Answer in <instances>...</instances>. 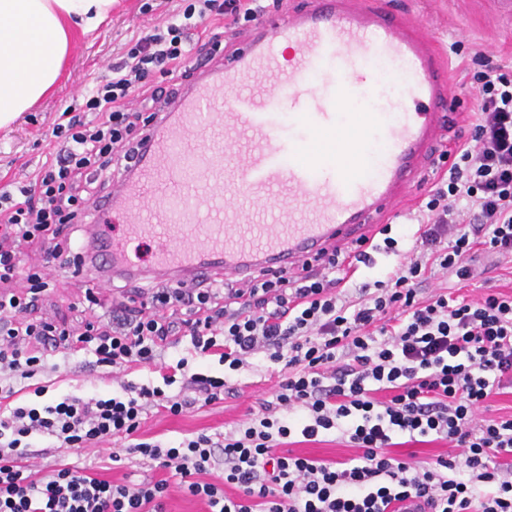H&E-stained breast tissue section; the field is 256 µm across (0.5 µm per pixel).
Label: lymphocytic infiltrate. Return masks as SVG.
Returning a JSON list of instances; mask_svg holds the SVG:
<instances>
[{"instance_id":"f902f5d3","label":"lymphocytic infiltrate","mask_w":512,"mask_h":512,"mask_svg":"<svg viewBox=\"0 0 512 512\" xmlns=\"http://www.w3.org/2000/svg\"><path fill=\"white\" fill-rule=\"evenodd\" d=\"M253 0H180L170 20L126 44L108 79L79 105L61 108L56 145L25 183L0 185V400L16 383L57 372L56 356H89L119 387L66 395L42 407H0V512H164L170 486L204 500L208 512H512V417L476 421L484 403L512 388V295L478 300L421 296L429 269L470 280L474 249L512 255V74L476 53V122L431 190L426 223L411 248L355 300L338 296L342 263L330 251L294 276L233 288L223 278L180 288L160 282L144 298L91 294L107 323L74 332L31 321L53 265L82 272L67 229L111 181L114 154L133 158L147 131L137 96L158 100L152 71L186 67L192 33L253 20ZM177 359L164 360L167 350ZM280 368L270 398L230 431L172 446H130L161 479L115 483L86 468L36 463L33 440L79 456L136 434L151 410L177 416L223 401L226 378L191 371L217 357L237 371L255 355ZM154 378L128 381L130 370ZM334 432L358 448L336 467L282 453L288 438ZM433 435L452 454L421 466L391 455L395 438ZM239 493L229 497L225 485Z\"/></svg>"}]
</instances>
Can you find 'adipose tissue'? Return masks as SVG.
Instances as JSON below:
<instances>
[{
	"instance_id": "adipose-tissue-1",
	"label": "adipose tissue",
	"mask_w": 512,
	"mask_h": 512,
	"mask_svg": "<svg viewBox=\"0 0 512 512\" xmlns=\"http://www.w3.org/2000/svg\"><path fill=\"white\" fill-rule=\"evenodd\" d=\"M114 2L0 0V127L54 87L72 32H97Z\"/></svg>"
}]
</instances>
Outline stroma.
<instances>
[{
	"mask_svg": "<svg viewBox=\"0 0 512 512\" xmlns=\"http://www.w3.org/2000/svg\"><path fill=\"white\" fill-rule=\"evenodd\" d=\"M389 9L403 17L424 36L446 60L451 76L448 105L457 114L454 131L442 132L445 149L453 150L459 138L470 135L474 96L477 83L469 69L470 55L482 50L493 62L512 68V8H505L503 0H385ZM172 0H115L112 12L98 34L89 36L74 32L70 49L63 62L61 77L53 91L23 112L9 126L0 129V177L24 179L52 150L51 129L60 107L81 97L96 80L105 79L109 66L118 61L125 43L136 34L153 27L171 13ZM449 159L437 160L428 167L420 185L410 188L406 197L395 208L391 220L397 236L412 233L413 227L425 221L420 204L428 191L444 178ZM475 278L458 282L451 275L435 274L427 279L424 293L460 291L461 295L477 298L493 290L512 294V257H490L476 253ZM89 279L71 272L53 274V286L47 292L40 310L42 317L66 318L68 323L79 324L92 320L85 301ZM232 396L203 408H192L174 416L167 412L149 413L136 434L137 441L175 442L200 433L234 429L246 420L250 409L259 401L269 398L277 381L275 373L265 364L251 371L228 377ZM81 387L84 394L107 393L109 387L98 377V371L82 357H73L60 364L57 385L50 389L48 399H58ZM292 455L326 462H341L358 455V448L336 434L319 436L317 441L302 442L298 437L288 440ZM80 465L92 467L98 477L114 482L122 481L125 474L136 476L154 474L162 478V471H149L147 466L129 460L111 461L107 451L88 450Z\"/></svg>",
	"mask_w": 512,
	"mask_h": 512,
	"instance_id": "stroma-1",
	"label": "stroma"
}]
</instances>
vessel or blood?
I'll return each instance as SVG.
<instances>
[{
	"mask_svg": "<svg viewBox=\"0 0 512 512\" xmlns=\"http://www.w3.org/2000/svg\"><path fill=\"white\" fill-rule=\"evenodd\" d=\"M403 72V109L374 112L373 149L342 150L341 106L381 102L378 65ZM450 80L443 57L383 7L310 0L252 28L224 67L178 93L93 214V264L191 287L297 270L371 236L437 158Z\"/></svg>",
	"mask_w": 512,
	"mask_h": 512,
	"instance_id": "obj_1",
	"label": "vessel or blood"
}]
</instances>
